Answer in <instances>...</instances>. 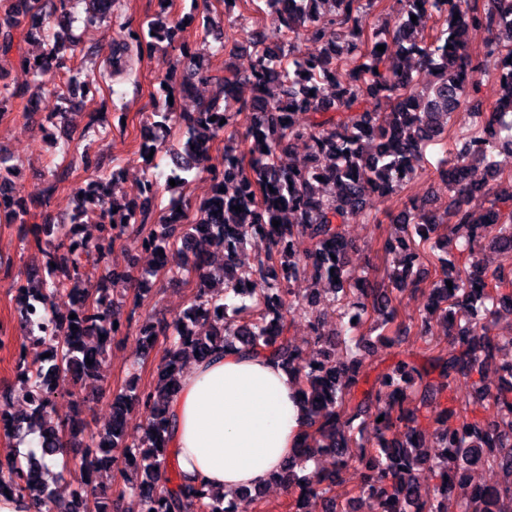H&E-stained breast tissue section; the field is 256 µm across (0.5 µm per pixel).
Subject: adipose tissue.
Listing matches in <instances>:
<instances>
[{"mask_svg":"<svg viewBox=\"0 0 512 512\" xmlns=\"http://www.w3.org/2000/svg\"><path fill=\"white\" fill-rule=\"evenodd\" d=\"M171 412L182 478L228 494L264 487L305 422L292 373L266 355L231 350L187 367Z\"/></svg>","mask_w":512,"mask_h":512,"instance_id":"obj_1","label":"adipose tissue"}]
</instances>
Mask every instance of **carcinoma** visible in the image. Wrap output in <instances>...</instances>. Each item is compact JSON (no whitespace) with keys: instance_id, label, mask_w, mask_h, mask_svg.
I'll return each instance as SVG.
<instances>
[{"instance_id":"1","label":"carcinoma","mask_w":512,"mask_h":512,"mask_svg":"<svg viewBox=\"0 0 512 512\" xmlns=\"http://www.w3.org/2000/svg\"><path fill=\"white\" fill-rule=\"evenodd\" d=\"M239 1L272 15L278 34L256 30L248 46L229 48L215 19L204 16L201 26L215 41L213 54L248 51L250 63L243 70L226 63L224 74H215L196 54L186 53L180 41L185 18L168 11L170 0H158L160 12L139 26L117 23L109 68L92 77L74 71L68 80L61 117L79 103L76 91L97 90L127 70L133 52L162 43L176 52L163 80L164 99L143 125L139 198L117 193L121 172L92 173L74 193L70 225H42L45 233L57 234L58 244L44 253L26 282L13 285L22 330L14 338L16 349L37 336L50 356L30 363L18 353L19 394L28 408L0 424V432L9 439L36 430L40 448L0 465V494L18 496L28 512H251L257 495L250 490L226 506L224 498L182 480L174 466L176 450L169 447L170 405L184 354L206 361L240 349L265 353L293 371L307 410L302 445L277 474L280 484L298 489L295 512H347L349 499L336 493V484L352 463L367 470L357 498L372 500L376 512H447L450 493L457 496L459 512H512V362L500 358L505 347L512 348V334L492 333L502 313L512 314V292L498 288L512 279V172L504 174L494 160L498 145L512 149V0H394L393 18L373 27L366 23L368 11L385 0H288L290 7L281 11L275 10L276 0H224V6ZM70 2L11 0L0 11V54L8 55L17 37L35 47L20 55L35 85L32 102L50 75L66 67V42L79 21ZM111 9L112 0H89L84 23L110 19ZM473 28L488 33L478 60L468 47ZM301 34L321 44L320 61L300 51ZM389 44L396 47L393 56L376 50ZM491 68L499 72V97L487 108L473 105L464 142L438 161L451 201L443 210L414 202L395 215V235L382 242L384 253L395 254L388 283L361 287L344 225L367 218L374 199L427 173V149L445 145L451 115L479 94L481 76ZM197 82L214 83L215 96L191 112L172 111L169 97L189 92ZM241 85L251 88L249 98L238 97ZM175 124L185 142L183 150L171 153L174 169L167 179L181 188L205 174L213 192L203 201L179 199L159 208L150 224L154 203L171 185L161 184L148 154L166 148ZM220 140L224 155L213 165L212 150ZM300 142L306 152L296 158ZM480 165L491 181L469 180L470 170ZM16 170L12 157L0 153V195L7 197L0 216L19 225L26 239L30 205L38 198L20 194ZM274 220L280 222L276 228ZM79 224L99 226L94 245L73 240ZM130 230L155 253L157 270L168 266L170 253L180 256L173 276L194 285L192 300L175 321L150 388L116 394L112 419L99 430H88L77 401L73 414L55 423L59 381L68 379L75 388L99 381L112 340L131 329L106 290L86 287L81 277L83 263L104 262ZM258 234L268 238L269 249L246 268L239 252ZM299 237L308 243L303 253L294 246ZM450 243L468 260L489 249L500 263L491 272L478 264L460 269L447 259ZM310 269L312 286L292 288ZM219 282L222 296L214 292ZM407 290L426 297L424 363L400 359L359 392L365 343L374 332L379 341L402 332L398 304ZM61 298L70 302L64 312L55 308ZM322 303L338 311L339 327L331 333L322 327L325 312L317 309ZM296 308L308 310L314 333L316 359L308 363L289 335L286 314ZM219 309L223 320L200 333V318ZM433 321L444 323L449 348L432 344ZM164 333L149 318L138 329L147 349ZM88 359L93 364H86ZM489 365L502 373L501 382L474 386L468 398L493 410L494 418L448 425L455 414L442 405L448 390ZM136 406L145 410V428L139 442L129 444L127 418ZM438 406L432 419L439 452L432 455L420 419ZM369 414L382 435L376 448L360 443V420ZM113 448L130 454L132 474L116 498L104 499L100 491L112 469ZM323 453L336 456V469L298 476L300 461ZM56 455L60 462L53 471L45 458ZM72 465L85 473V490L65 497L62 482ZM425 465L441 470V483L431 490L420 482ZM479 468L495 471L499 479L471 483Z\"/></svg>"}]
</instances>
